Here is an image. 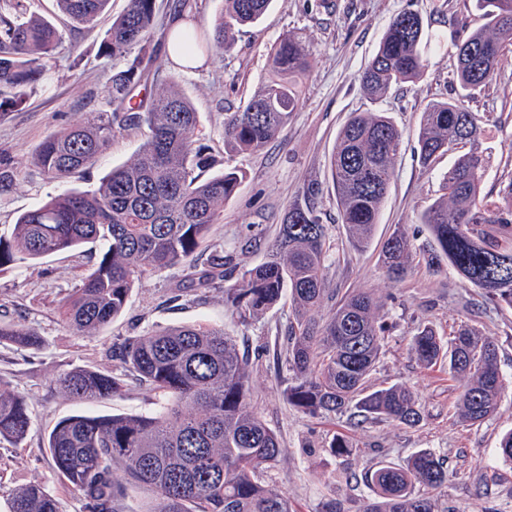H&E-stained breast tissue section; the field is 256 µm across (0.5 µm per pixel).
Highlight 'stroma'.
Masks as SVG:
<instances>
[{"instance_id": "stroma-1", "label": "stroma", "mask_w": 512, "mask_h": 512, "mask_svg": "<svg viewBox=\"0 0 512 512\" xmlns=\"http://www.w3.org/2000/svg\"><path fill=\"white\" fill-rule=\"evenodd\" d=\"M126 5L127 0H110L95 27L83 28L63 15L55 0H32L34 12L54 25L62 44L26 103L0 117V161H9L19 173L12 191L0 196L1 237H10L18 216L49 197L69 189H94L112 168L132 161L145 142L144 127L117 133L88 173L64 182L46 178L32 164V153L47 134L107 109L105 82L113 63L100 55L99 46ZM408 9L422 18L424 73L417 82L371 101L358 76L389 21ZM481 23L473 0H272L258 23L236 32L231 47L210 46L200 67L183 66L167 50L159 52V78L177 82L199 114L198 137L216 160L213 173L230 168L244 173L211 230L208 247L232 255L237 270L254 266L274 242L290 206L308 184H317V208L329 226L332 247L330 287L340 295L370 292L382 306L385 354L373 381L378 386L406 384L418 397L421 420L416 426L379 421L354 427L344 416L320 419L297 411L282 395L285 381L266 366L254 368L251 404L278 433L283 448L273 477L298 512H319L330 497L339 500L345 512H359L372 495L362 481L368 468L381 460L404 461L424 448L433 451L448 472L438 512H512V464L496 455L501 438L512 430V308L490 302L448 266L422 258L433 240L420 216L437 198L440 176L451 159L441 156L432 172H423L416 154L421 115L429 103L456 96L454 42ZM288 33L305 41L311 52L296 112L260 153L227 152L222 135L225 115L241 110L267 80L269 50ZM470 108L491 118L485 140L488 175L482 189L495 195L502 181L512 177V53ZM354 112L387 113L403 132L373 241L362 250L352 247L343 232L329 178L336 137ZM397 224L406 225L416 254L400 281L389 279L378 261L381 242ZM99 255V248L88 245L0 273V321L31 325L43 339L36 350L0 346V377L26 395L32 413L23 445L0 442V484L44 485L57 498L59 512H82L83 503L60 482L51 465L46 443L57 423L74 415L152 414L163 402L158 391L136 382L112 399L77 401L54 389L61 370L80 365L115 372V364L105 355L113 342L176 325L223 327L250 356L269 359L283 347L292 313L285 295L251 325H244L225 310L222 289L201 288L174 297L182 273L169 269L136 280L123 313L99 334L81 336L61 320L58 304L90 272ZM463 322L496 339L507 383L497 414L472 426L458 418L457 391L446 371L421 368L410 350L417 327L429 325L445 336ZM337 432L351 437L352 455L329 454L327 444Z\"/></svg>"}]
</instances>
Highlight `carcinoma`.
Here are the masks:
<instances>
[{"label": "carcinoma", "instance_id": "cac0c4a2", "mask_svg": "<svg viewBox=\"0 0 512 512\" xmlns=\"http://www.w3.org/2000/svg\"><path fill=\"white\" fill-rule=\"evenodd\" d=\"M60 10L92 26L109 0H57ZM271 0H224L213 25V40L229 47L239 27L257 22ZM484 24L455 44V80L461 93L428 104L421 115L418 160L424 169L444 154L456 157L440 178L438 198L422 213L434 247L428 261L448 267L480 288L489 300L512 308V181L500 189L503 204L481 192L486 179L483 117L468 99L494 77L512 52V0H475ZM156 0H128L101 42L102 56L123 60L108 77L112 110L92 112L85 122L48 135L33 156L49 179L63 181L96 163L118 131L145 127L149 136L136 158L112 169L91 191L68 190L21 214L11 238H0V272L86 244H98L95 268L59 302L63 321L92 336L124 310L135 280L178 268L188 288L224 281V306L242 321L256 319L289 291L293 318L287 344L274 353L275 375L287 373L283 397L297 411L326 418L349 414L359 424L374 420L416 425L417 396L403 384L376 387L372 375L382 356L385 324L372 294L345 293L325 321L313 312L329 289L327 225L314 207L288 209L279 234L263 259L241 279L227 282L232 257L211 252L199 259L211 226L243 180L238 170L208 179L214 163L196 145L198 112L180 86L169 81L135 99L159 71L151 45ZM422 22L411 10L387 25L378 49L360 75L372 100L424 71ZM59 44L55 27L30 11L29 0H0V115L20 107L43 80ZM198 46L194 30L175 36V47L190 56ZM137 53H132V50ZM310 50L287 35L269 53L270 75L245 108L224 117V147L235 153L263 149L288 126L300 95V78ZM403 134L384 112H357L342 127L330 157L341 224L350 244L368 247L394 175ZM379 262L395 279L411 267L406 225L386 238ZM42 339L23 323H0V346L37 349ZM498 344L461 324L444 338L423 326L411 352L426 368L448 367L458 390V416L470 425L497 413L506 385ZM121 369L107 375L83 366L62 370L56 388L80 401L121 394L133 375L164 397L151 415L90 417L59 422L47 439L52 465L87 512H112L120 470L128 482L155 494L149 512H297L276 487L271 471L282 453L279 437L250 405L253 363L217 326H171L112 344ZM31 425L27 398L0 377V440L20 446ZM344 456L353 444L344 434L328 442ZM373 497L362 512H436L435 493L448 486V473L429 449L405 461L381 460L363 475ZM10 512H59L55 496L32 484L6 490Z\"/></svg>", "mask_w": 512, "mask_h": 512}]
</instances>
